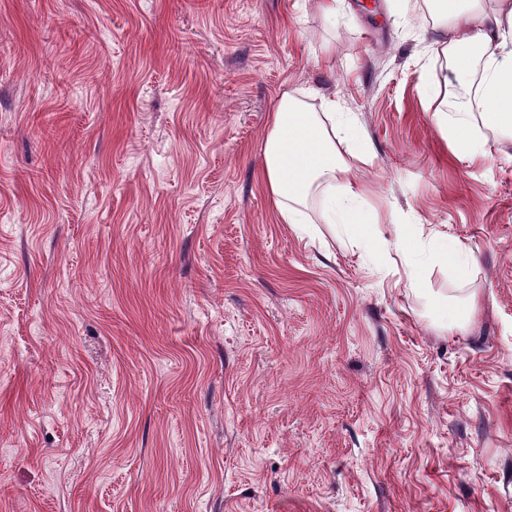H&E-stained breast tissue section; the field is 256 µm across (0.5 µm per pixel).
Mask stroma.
<instances>
[{
  "mask_svg": "<svg viewBox=\"0 0 512 512\" xmlns=\"http://www.w3.org/2000/svg\"><path fill=\"white\" fill-rule=\"evenodd\" d=\"M440 34L398 0H0V512H512V143L431 121ZM355 113L367 224L280 223L282 92ZM395 226V244L405 250L407 256L405 276L409 285L418 288V290H427L426 279L424 277V268L433 262L442 259L448 260V255L453 259L456 273L459 280L465 281L469 276L470 268L473 264V258L466 252L461 251L451 242L434 240L426 245H419L411 242L414 239V230L412 225H406V230L401 224H392ZM476 307L475 292L461 298H446V304L441 307V321L448 331H466L472 322Z\"/></svg>",
  "mask_w": 512,
  "mask_h": 512,
  "instance_id": "1",
  "label": "stroma"
}]
</instances>
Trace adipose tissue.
Segmentation results:
<instances>
[{"mask_svg":"<svg viewBox=\"0 0 512 512\" xmlns=\"http://www.w3.org/2000/svg\"><path fill=\"white\" fill-rule=\"evenodd\" d=\"M434 23L443 35L436 56L449 59L461 86L453 100L441 101L431 120L449 146L471 158L485 157L484 131L512 141V15L479 7L478 0H433ZM361 142L348 112H318L283 92L272 115L263 149L267 190L282 223L301 230L312 216L308 201L317 198L334 233L365 242L359 204L363 188L348 178L342 146ZM395 244L404 250L409 285L425 290V267L452 258L460 280H467L473 258L447 241L414 243L413 228L395 226Z\"/></svg>","mask_w":512,"mask_h":512,"instance_id":"1","label":"adipose tissue"}]
</instances>
